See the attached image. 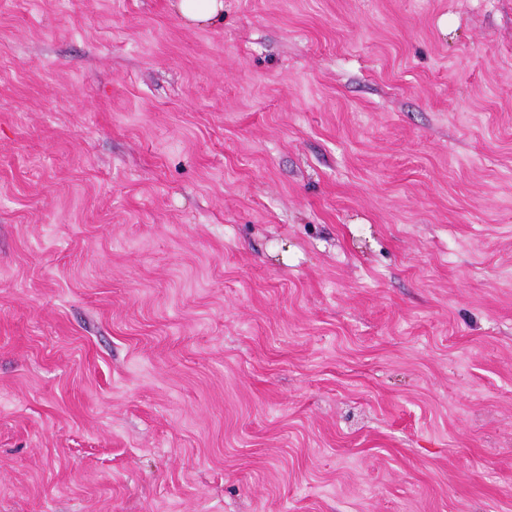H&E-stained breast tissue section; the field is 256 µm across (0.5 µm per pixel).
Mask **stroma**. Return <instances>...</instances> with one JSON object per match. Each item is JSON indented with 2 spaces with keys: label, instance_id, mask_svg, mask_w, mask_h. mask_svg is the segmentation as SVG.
<instances>
[{
  "label": "stroma",
  "instance_id": "stroma-1",
  "mask_svg": "<svg viewBox=\"0 0 512 512\" xmlns=\"http://www.w3.org/2000/svg\"><path fill=\"white\" fill-rule=\"evenodd\" d=\"M0 512H512V0H0ZM174 10L183 18L205 25H216L224 20L223 0H171Z\"/></svg>",
  "mask_w": 512,
  "mask_h": 512
}]
</instances>
